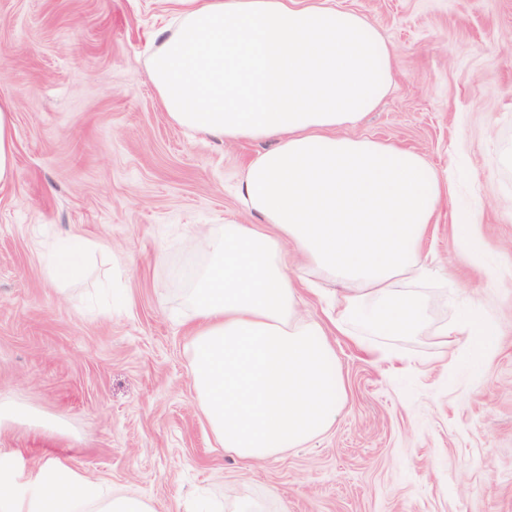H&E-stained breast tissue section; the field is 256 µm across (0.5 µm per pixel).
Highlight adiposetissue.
<instances>
[{
  "instance_id": "ef3b65f1",
  "label": "adipose tissue",
  "mask_w": 512,
  "mask_h": 512,
  "mask_svg": "<svg viewBox=\"0 0 512 512\" xmlns=\"http://www.w3.org/2000/svg\"><path fill=\"white\" fill-rule=\"evenodd\" d=\"M149 80L167 117L222 141L270 140L238 182L257 224L187 237L206 263L186 290L192 382L217 443L241 461L297 448L331 429L347 404L322 323L299 314L310 274L336 283L326 312L342 334L383 336L426 325L432 272L422 242L451 193L415 151L341 135L387 93L394 55L378 28L334 0H173ZM15 109L0 98V187L16 173ZM92 242L65 240L53 280L79 279ZM299 264L289 270L288 255ZM155 512L140 497H95L55 460L23 497L0 480V512Z\"/></svg>"
}]
</instances>
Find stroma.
I'll return each instance as SVG.
<instances>
[{"instance_id": "stroma-1", "label": "stroma", "mask_w": 512, "mask_h": 512, "mask_svg": "<svg viewBox=\"0 0 512 512\" xmlns=\"http://www.w3.org/2000/svg\"><path fill=\"white\" fill-rule=\"evenodd\" d=\"M395 51L378 108L345 135L423 154L452 187L423 253L437 271L426 330L335 335L347 405L300 448L249 463L221 448L191 381L186 279L202 224H255L235 195L269 142L192 136L147 76L167 0H0V97L15 103L17 175L0 189V471L38 491L55 457L156 512H512V0H336ZM478 221L483 251L454 238ZM95 242L80 279L48 276L56 240ZM498 330L481 353L438 336L472 307ZM357 336V337H358ZM447 358H439L440 350ZM454 237L469 250H476L478 247L479 235L476 232V225L467 214H460L453 224Z\"/></svg>"}]
</instances>
